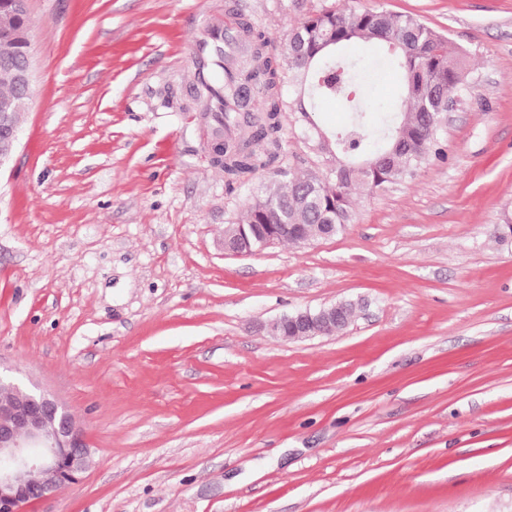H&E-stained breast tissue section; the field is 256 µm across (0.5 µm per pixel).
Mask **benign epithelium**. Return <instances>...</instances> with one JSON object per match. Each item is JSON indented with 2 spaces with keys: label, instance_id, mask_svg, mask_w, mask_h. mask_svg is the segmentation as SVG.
Masks as SVG:
<instances>
[{
  "label": "benign epithelium",
  "instance_id": "benign-epithelium-1",
  "mask_svg": "<svg viewBox=\"0 0 512 512\" xmlns=\"http://www.w3.org/2000/svg\"><path fill=\"white\" fill-rule=\"evenodd\" d=\"M13 16L0 15V76L15 88L19 104L0 103V166L12 155L33 96L31 56L19 60ZM336 321V307L298 311L283 318L286 341L314 336L316 328ZM15 391L0 404V512H23L30 503L80 482L90 454L75 417L54 396L0 375Z\"/></svg>",
  "mask_w": 512,
  "mask_h": 512
}]
</instances>
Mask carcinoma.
<instances>
[{
    "mask_svg": "<svg viewBox=\"0 0 512 512\" xmlns=\"http://www.w3.org/2000/svg\"><path fill=\"white\" fill-rule=\"evenodd\" d=\"M248 60L224 65V48L210 47L209 71L224 76V85L203 82L210 103L224 102L214 113L224 126V156L217 159L225 185L250 184L256 174L278 158L282 113L295 112L306 124L304 138L319 153V163L303 174L277 169L233 220L242 238L255 241L265 228L278 241L305 243L318 224H334L336 232L355 222V190L369 192L404 181L445 151L436 118L448 111L450 95L463 84V67L448 40L411 14L382 8L336 11L322 8L288 29L283 56L272 51L265 32L243 28ZM371 44L379 55L368 65L388 60L401 76L403 109L389 113V122L369 124V94L359 66L344 50ZM250 85L256 113L242 118L237 88ZM294 89L285 98L284 84ZM335 99L350 113L349 123L327 132L315 119L319 103ZM384 142L378 153L369 151Z\"/></svg>",
    "mask_w": 512,
    "mask_h": 512,
    "instance_id": "carcinoma-1",
    "label": "carcinoma"
}]
</instances>
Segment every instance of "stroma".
Wrapping results in <instances>:
<instances>
[{"label":"stroma","instance_id":"obj_1","mask_svg":"<svg viewBox=\"0 0 512 512\" xmlns=\"http://www.w3.org/2000/svg\"><path fill=\"white\" fill-rule=\"evenodd\" d=\"M331 7L413 14L461 50L447 157L358 192L303 245L224 251L227 189L190 94L191 29L280 42ZM34 96L0 166V373L92 452L26 512H512V0H29ZM380 121L400 96L366 71ZM284 166L316 157L283 115ZM340 300L346 329L270 321Z\"/></svg>","mask_w":512,"mask_h":512}]
</instances>
